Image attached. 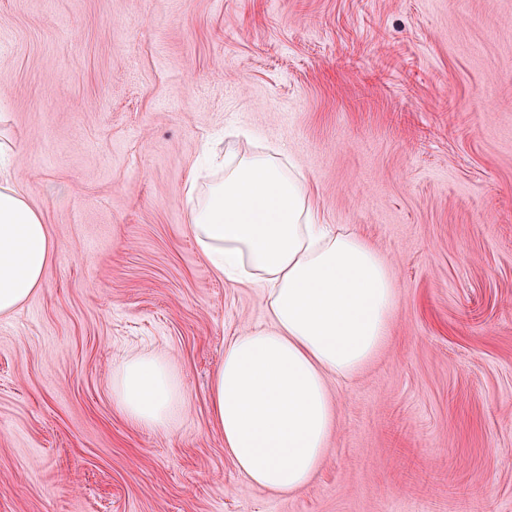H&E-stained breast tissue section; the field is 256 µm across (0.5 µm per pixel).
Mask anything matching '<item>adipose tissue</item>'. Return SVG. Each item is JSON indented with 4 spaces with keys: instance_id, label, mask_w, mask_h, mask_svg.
Masks as SVG:
<instances>
[{
    "instance_id": "1",
    "label": "adipose tissue",
    "mask_w": 512,
    "mask_h": 512,
    "mask_svg": "<svg viewBox=\"0 0 512 512\" xmlns=\"http://www.w3.org/2000/svg\"><path fill=\"white\" fill-rule=\"evenodd\" d=\"M285 153L211 155L218 177L183 188L202 258L263 291L267 320L225 345L209 403L237 470L277 492L303 489L322 465L336 419L327 378L350 379L375 356L396 306L387 261L357 231L320 223L306 176L279 163ZM55 249L40 212L0 175V316L40 287ZM112 396L150 430L172 429L186 408L180 371L152 351L115 360Z\"/></svg>"
}]
</instances>
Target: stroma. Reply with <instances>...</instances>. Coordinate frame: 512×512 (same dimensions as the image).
I'll return each mask as SVG.
<instances>
[{
	"instance_id": "stroma-1",
	"label": "stroma",
	"mask_w": 512,
	"mask_h": 512,
	"mask_svg": "<svg viewBox=\"0 0 512 512\" xmlns=\"http://www.w3.org/2000/svg\"><path fill=\"white\" fill-rule=\"evenodd\" d=\"M231 129L255 141L228 150L286 144L397 284L288 494L250 485L210 417L225 344L266 321L183 201ZM0 135L56 243L0 317V512H512V0H0ZM142 350L183 375L173 430L113 400Z\"/></svg>"
}]
</instances>
